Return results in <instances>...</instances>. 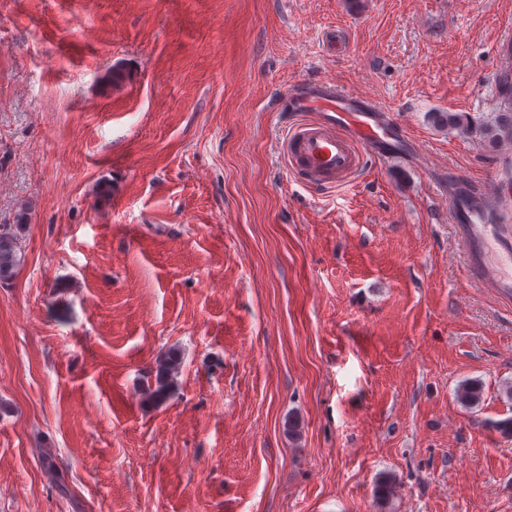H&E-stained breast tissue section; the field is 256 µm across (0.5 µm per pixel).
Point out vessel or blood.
<instances>
[{
    "instance_id": "1",
    "label": "vessel or blood",
    "mask_w": 512,
    "mask_h": 512,
    "mask_svg": "<svg viewBox=\"0 0 512 512\" xmlns=\"http://www.w3.org/2000/svg\"><path fill=\"white\" fill-rule=\"evenodd\" d=\"M495 84L512 91V26L494 47ZM288 113L282 145L291 174L311 186L336 187L365 160L385 163L405 155L421 162L418 145L394 115L367 92H349L329 80H301L278 99ZM448 221L465 257L469 276L502 299L512 298V144L481 180L449 167Z\"/></svg>"
}]
</instances>
